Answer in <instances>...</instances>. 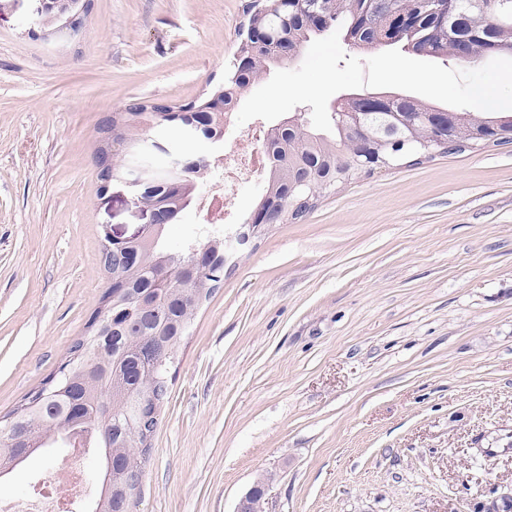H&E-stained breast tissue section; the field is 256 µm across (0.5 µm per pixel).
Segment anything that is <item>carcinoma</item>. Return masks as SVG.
<instances>
[{
    "mask_svg": "<svg viewBox=\"0 0 512 512\" xmlns=\"http://www.w3.org/2000/svg\"><path fill=\"white\" fill-rule=\"evenodd\" d=\"M258 8L246 7L247 28H259L272 34L279 30L280 19L272 0ZM426 0H368L367 16L360 13V0H319L326 17L322 28L301 24L284 40L286 55L268 51L252 53L251 68L239 73L229 65L224 76L220 103L229 109L239 95L276 65L297 55L317 36L331 29L342 32L347 44L368 51L398 45L419 56L450 58L466 63L494 54L512 56V10L505 14L490 9L484 26L474 25L466 8L467 0L447 24L431 17ZM408 21L396 23L397 12ZM211 97L194 105L203 113L199 132L192 137L212 144L224 139V113L211 109ZM360 125H351L341 112L330 115L332 130L312 128L301 121L272 128L266 152L270 173L259 205L273 207V222L282 224L299 220L313 210L320 197L357 178L367 170L361 166L367 154L379 156L388 167L406 159L417 165L448 149V130L427 120L430 112H446L455 121L454 137L460 151L473 141V133L482 129H512V114L495 112H459L402 94L391 103L368 102L359 105ZM169 123L148 112V105L130 101L118 112L103 117L99 123L101 139L95 152L97 179L104 182L119 175L131 164H142L141 136L144 130L167 127ZM130 146L128 152L110 150L112 133ZM202 169L187 167L173 171L163 167L150 170V177L140 189L141 205L159 209L169 223L193 202ZM164 232L149 237L124 250L102 249L101 262L112 280L125 286L126 296L112 303V322L88 342L93 363L88 365L79 353L82 341L69 349L67 374L59 385L61 392H45L38 402L27 397L13 411L23 417L33 441L39 447H54L59 426L68 414L84 411L90 427L91 447L109 450L112 455V487L100 494L96 512H130L131 484L142 478L150 448L144 445L149 428L140 414L142 399L162 404L167 396L166 373L179 344L186 335L196 311L209 299L220 283L213 273L224 271L230 255L225 251L226 236L213 235L205 242H194L180 253H171L163 245ZM202 263L195 276L174 279L166 287L159 279L184 264ZM111 406L110 420L96 418L100 402ZM7 425L0 424V471L12 468L15 449L4 443ZM137 442L143 448H135Z\"/></svg>",
    "mask_w": 512,
    "mask_h": 512,
    "instance_id": "1",
    "label": "carcinoma"
}]
</instances>
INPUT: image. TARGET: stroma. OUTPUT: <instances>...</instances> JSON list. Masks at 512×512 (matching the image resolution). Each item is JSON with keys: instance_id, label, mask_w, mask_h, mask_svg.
I'll list each match as a JSON object with an SVG mask.
<instances>
[{"instance_id": "stroma-1", "label": "stroma", "mask_w": 512, "mask_h": 512, "mask_svg": "<svg viewBox=\"0 0 512 512\" xmlns=\"http://www.w3.org/2000/svg\"><path fill=\"white\" fill-rule=\"evenodd\" d=\"M36 0H0V417L40 389L110 284L105 234L144 222L99 197L98 122L131 99L222 85L245 0H93L75 37L38 36ZM169 154H223L174 129ZM169 226L180 250L199 200ZM132 512H469L512 486V144L362 176L269 225L200 306ZM491 448V457L479 449ZM51 455L0 479L31 495Z\"/></svg>"}]
</instances>
